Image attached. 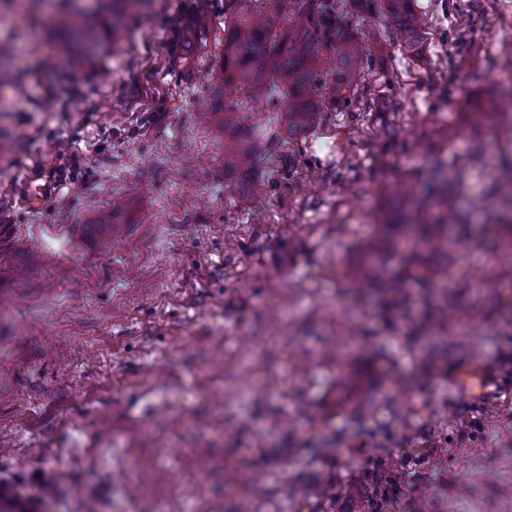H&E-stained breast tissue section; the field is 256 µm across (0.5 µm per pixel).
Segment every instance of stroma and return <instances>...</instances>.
Segmentation results:
<instances>
[{"label": "stroma", "instance_id": "obj_1", "mask_svg": "<svg viewBox=\"0 0 512 512\" xmlns=\"http://www.w3.org/2000/svg\"><path fill=\"white\" fill-rule=\"evenodd\" d=\"M182 2L134 0L122 39L80 60L51 0H0L15 61L0 72V512H364L381 460L400 477L393 512H512V401L448 391L476 365L512 389V126L475 119L512 84V0H416L418 56L355 15L383 43L367 110L325 113L292 145L273 135L281 98L244 104V199L223 131L199 118L228 0L176 36ZM61 139L79 168L26 208V176ZM118 195L116 234L95 218ZM444 198L465 241L453 261L419 235L400 303L352 287L367 239L405 235L401 214L434 223ZM466 264L480 293L457 284ZM353 326L379 355L338 364Z\"/></svg>", "mask_w": 512, "mask_h": 512}]
</instances>
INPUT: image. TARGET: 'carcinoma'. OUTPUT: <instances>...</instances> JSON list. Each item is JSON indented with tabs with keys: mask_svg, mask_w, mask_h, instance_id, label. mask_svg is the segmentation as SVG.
I'll return each instance as SVG.
<instances>
[{
	"mask_svg": "<svg viewBox=\"0 0 512 512\" xmlns=\"http://www.w3.org/2000/svg\"><path fill=\"white\" fill-rule=\"evenodd\" d=\"M378 11L398 45L417 55L423 36L415 0H250L240 11H224V59L214 75L219 93L207 112L224 130V176L241 183L251 177L255 154L243 134L241 98L254 103L279 94L278 137L294 143L329 111L361 109L371 46L350 15ZM51 28L71 37L68 49L89 55L99 47L100 26L79 11L62 9ZM456 223L452 208L434 225L435 248L448 250L446 228ZM394 237L364 244L365 253L399 252Z\"/></svg>",
	"mask_w": 512,
	"mask_h": 512,
	"instance_id": "obj_1",
	"label": "carcinoma"
}]
</instances>
